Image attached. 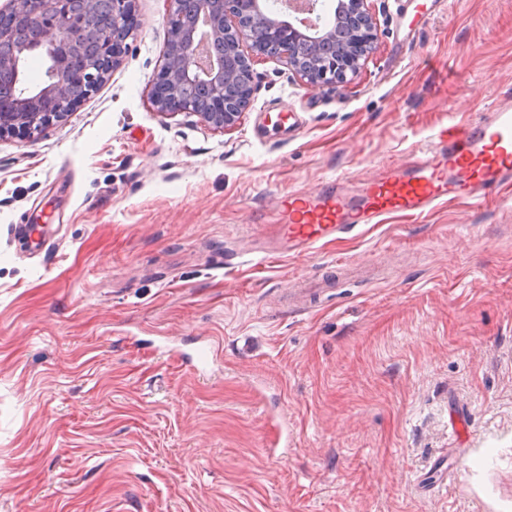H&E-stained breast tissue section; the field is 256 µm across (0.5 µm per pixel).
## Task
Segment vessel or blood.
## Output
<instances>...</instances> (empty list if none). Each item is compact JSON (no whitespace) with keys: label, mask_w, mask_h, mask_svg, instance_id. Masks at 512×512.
<instances>
[{"label":"vessel or blood","mask_w":512,"mask_h":512,"mask_svg":"<svg viewBox=\"0 0 512 512\" xmlns=\"http://www.w3.org/2000/svg\"><path fill=\"white\" fill-rule=\"evenodd\" d=\"M436 139L412 165H388L357 195L333 180L317 191H292L280 204L279 244L260 249V257L307 251L393 214L418 218L457 200L486 205L494 191L512 189V107L449 125Z\"/></svg>","instance_id":"vessel-or-blood-1"}]
</instances>
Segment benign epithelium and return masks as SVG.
<instances>
[{
    "label": "benign epithelium",
    "mask_w": 512,
    "mask_h": 512,
    "mask_svg": "<svg viewBox=\"0 0 512 512\" xmlns=\"http://www.w3.org/2000/svg\"><path fill=\"white\" fill-rule=\"evenodd\" d=\"M112 4L115 20L112 32L99 35L77 23L65 7L66 0H9L0 14V46L14 45L24 26L43 25L37 46L43 51L52 80L43 90L32 91L15 100L0 102V138L5 135L28 137L65 116L81 97L68 95L75 85L96 86L126 48L134 34L136 19L132 0H106ZM167 18L182 17L190 9L198 12L201 32H174L164 54V63L151 88V100L162 114L191 112L210 128L231 130L241 124L251 107L254 92L255 58L269 56L310 87L348 82L356 75L361 61L368 58L377 40V29L369 0H337L349 13L350 42L334 58L304 62L294 52V44L304 37L318 38L324 31L306 32L303 24L314 26L310 15L318 12L322 0H284L292 20H280L267 32L273 47L268 54L257 49L249 16L265 10L264 0H166ZM214 42L222 56H202L201 49ZM195 83L203 86L199 99L178 98L174 85Z\"/></svg>",
    "instance_id": "benign-epithelium-1"
}]
</instances>
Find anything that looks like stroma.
<instances>
[{
  "label": "stroma",
  "instance_id": "35a3bbf8",
  "mask_svg": "<svg viewBox=\"0 0 512 512\" xmlns=\"http://www.w3.org/2000/svg\"><path fill=\"white\" fill-rule=\"evenodd\" d=\"M134 8L83 102L0 139V512H512V201L235 261L278 197L512 97V0H372L351 81L257 59L227 132L156 112L167 4Z\"/></svg>",
  "mask_w": 512,
  "mask_h": 512
}]
</instances>
